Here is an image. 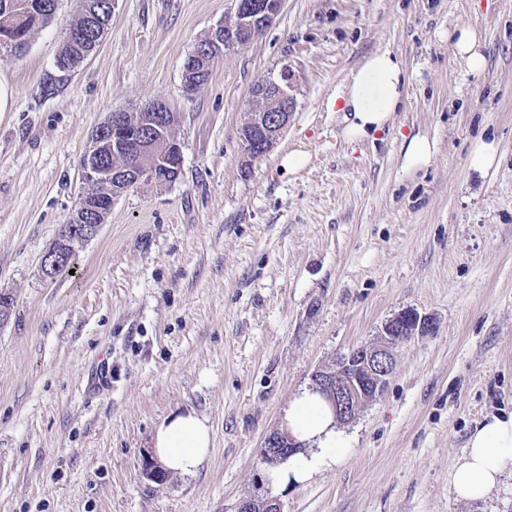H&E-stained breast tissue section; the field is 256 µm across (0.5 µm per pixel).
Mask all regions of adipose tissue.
<instances>
[{
    "instance_id": "obj_1",
    "label": "adipose tissue",
    "mask_w": 512,
    "mask_h": 512,
    "mask_svg": "<svg viewBox=\"0 0 512 512\" xmlns=\"http://www.w3.org/2000/svg\"><path fill=\"white\" fill-rule=\"evenodd\" d=\"M406 91L405 70L395 55L388 51L369 55L339 97L338 109L345 114L344 139H368L390 126ZM284 424L303 444L302 450L286 463L290 480H309L324 465L335 462L346 447L330 405L313 389H303L290 400ZM211 443L209 425L192 411L167 419L153 437L155 454L177 476L195 474L207 458ZM509 475L512 476V415L494 416L468 437L451 474V486L457 499L475 502L488 497Z\"/></svg>"
}]
</instances>
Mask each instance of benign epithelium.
Returning a JSON list of instances; mask_svg holds the SVG:
<instances>
[{"label":"benign epithelium","mask_w":512,"mask_h":512,"mask_svg":"<svg viewBox=\"0 0 512 512\" xmlns=\"http://www.w3.org/2000/svg\"><path fill=\"white\" fill-rule=\"evenodd\" d=\"M283 0H235L234 12L224 18L211 32L212 42L222 50L238 46L237 35L250 31L256 38L268 28L279 14ZM262 25H256V21ZM16 19L10 5H4L0 17V44L12 43L11 28ZM294 74L290 66L283 65L278 77L261 83L250 102V133L260 141V152L266 153L276 143L287 127L293 110ZM169 106L155 100L140 109L148 114L145 124L155 133L126 136L127 118L112 112L91 136L90 147L81 160L83 184L90 188L103 182L111 184L104 198L83 193L71 217V223L82 225L79 238L70 244V250L97 235L101 224L91 223L96 214L110 212L112 202L145 182L171 183L182 165V149L179 140L169 135ZM69 250L53 249L42 260L43 273L50 275L58 269ZM435 325L428 317L414 310H406L387 320L378 333L377 341L369 346L350 350L336 359L335 367L320 369L312 376L313 385L330 402L336 421L347 423L354 420L362 408L380 395L394 370L393 349L399 343L413 337L434 333ZM297 445L282 430L271 432L263 441L262 460L267 466H276ZM238 512H282L280 502L263 496L261 502L247 499L240 503Z\"/></svg>","instance_id":"obj_1"}]
</instances>
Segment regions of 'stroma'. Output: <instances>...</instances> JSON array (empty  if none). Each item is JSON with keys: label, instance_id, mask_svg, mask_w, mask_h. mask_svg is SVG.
<instances>
[{"label": "stroma", "instance_id": "35a3bbf8", "mask_svg": "<svg viewBox=\"0 0 512 512\" xmlns=\"http://www.w3.org/2000/svg\"><path fill=\"white\" fill-rule=\"evenodd\" d=\"M233 5L112 0L100 46L63 72L77 5L60 0L25 55L0 49V512H238L256 495L282 512H512L511 478L474 504L450 484L468 434L512 413V0H284L187 91L184 58ZM455 25L482 33V73L452 51ZM384 50L406 100L346 141L330 103ZM285 64L290 122L250 157L251 89ZM156 99L179 116L181 175L116 200L74 274L46 277L93 130ZM415 135L436 152L409 169ZM480 139L498 145L485 174L468 162ZM406 309L436 331L396 348L383 394L342 427L348 452L301 483L265 470L292 395ZM190 409L210 457L149 480L156 428Z\"/></svg>", "mask_w": 512, "mask_h": 512}]
</instances>
